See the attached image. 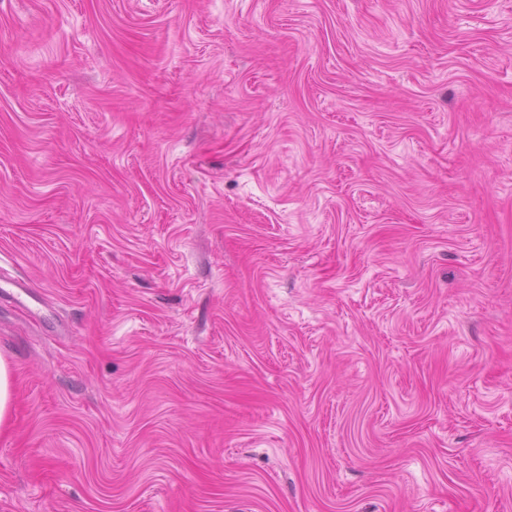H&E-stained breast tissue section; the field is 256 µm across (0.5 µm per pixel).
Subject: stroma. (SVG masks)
I'll use <instances>...</instances> for the list:
<instances>
[{"instance_id": "1", "label": "stroma", "mask_w": 512, "mask_h": 512, "mask_svg": "<svg viewBox=\"0 0 512 512\" xmlns=\"http://www.w3.org/2000/svg\"><path fill=\"white\" fill-rule=\"evenodd\" d=\"M0 357V512H512V0H0ZM13 399L12 370L7 361L0 357V427L10 416Z\"/></svg>"}]
</instances>
